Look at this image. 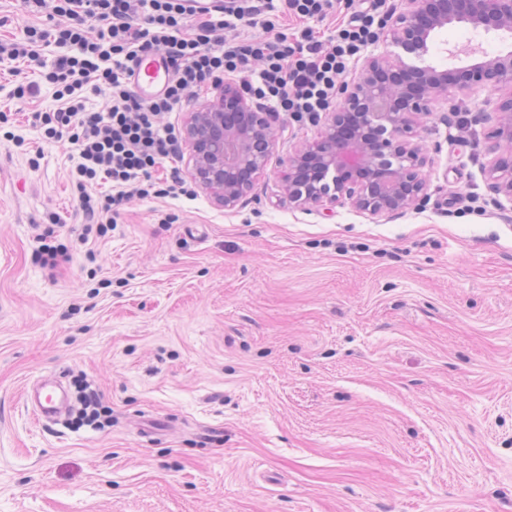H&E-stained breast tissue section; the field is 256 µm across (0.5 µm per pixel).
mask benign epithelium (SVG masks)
<instances>
[{"label":"benign epithelium","instance_id":"1","mask_svg":"<svg viewBox=\"0 0 512 512\" xmlns=\"http://www.w3.org/2000/svg\"><path fill=\"white\" fill-rule=\"evenodd\" d=\"M512 33V0H401L383 31L399 52H372L341 88L315 138L282 159L288 198L302 209L339 200L372 217L416 209L426 197L427 155L413 129L437 110L456 111L448 91L506 89L486 119L496 195L512 202V51L466 66L427 62L448 25ZM190 179L226 210L235 208L267 170L280 140L273 113L240 79L227 77L212 100L185 113Z\"/></svg>","mask_w":512,"mask_h":512}]
</instances>
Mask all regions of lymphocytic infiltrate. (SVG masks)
Here are the masks:
<instances>
[{"instance_id":"lymphocytic-infiltrate-1","label":"lymphocytic infiltrate","mask_w":512,"mask_h":512,"mask_svg":"<svg viewBox=\"0 0 512 512\" xmlns=\"http://www.w3.org/2000/svg\"><path fill=\"white\" fill-rule=\"evenodd\" d=\"M45 13L21 41L0 42V62L37 69L59 106L32 113L45 138L74 147L71 177L88 244L116 230L122 210L149 197H194L182 175L177 114L189 90L242 78L245 90L296 124L318 121L337 103L342 78L382 30L386 0H229L220 12H192L185 0H23ZM342 20L327 35L316 23ZM258 25L260 36H241ZM164 52L173 77L142 100L129 82L145 53ZM104 95L106 111L89 108ZM106 183L109 193L95 192Z\"/></svg>"}]
</instances>
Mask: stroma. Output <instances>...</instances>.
<instances>
[{
    "instance_id": "obj_1",
    "label": "stroma",
    "mask_w": 512,
    "mask_h": 512,
    "mask_svg": "<svg viewBox=\"0 0 512 512\" xmlns=\"http://www.w3.org/2000/svg\"><path fill=\"white\" fill-rule=\"evenodd\" d=\"M512 35L452 24L430 62ZM0 65V512H512V202L486 175L484 111L463 98L420 128L421 209L302 210L278 158L243 202H131L83 246L72 146L29 115L37 72ZM72 259L49 277L38 225ZM171 215V223L160 218ZM89 381L99 430L37 422L24 386ZM169 421L166 433L152 427Z\"/></svg>"
}]
</instances>
